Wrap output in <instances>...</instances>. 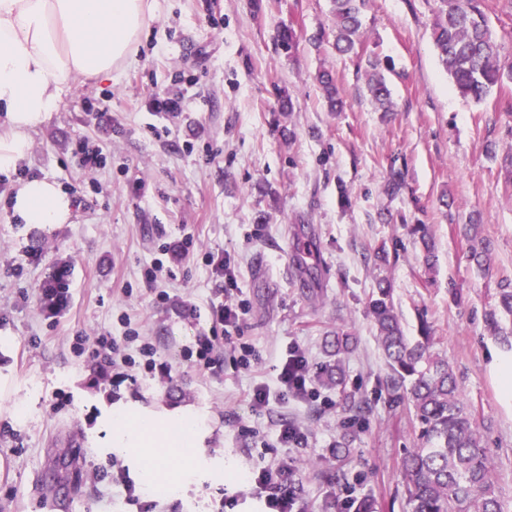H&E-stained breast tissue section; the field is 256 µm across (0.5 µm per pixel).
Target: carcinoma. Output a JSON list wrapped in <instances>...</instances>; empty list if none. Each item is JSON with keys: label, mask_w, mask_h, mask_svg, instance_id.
Segmentation results:
<instances>
[{"label": "carcinoma", "mask_w": 512, "mask_h": 512, "mask_svg": "<svg viewBox=\"0 0 512 512\" xmlns=\"http://www.w3.org/2000/svg\"><path fill=\"white\" fill-rule=\"evenodd\" d=\"M334 48L351 53L364 36L363 15L368 0H331ZM432 28L433 44L444 70L459 95L476 103L494 88L512 80V66L501 62L499 43L481 0H435ZM277 45L292 50L298 43L294 28L284 26L275 34ZM331 109L342 100L333 74L318 75ZM366 91L383 112L392 111L391 92L378 64L366 72ZM419 235L423 262L433 269L437 260L435 242L424 224L414 225ZM469 259L483 270L488 265L490 241L478 235L471 224L465 234ZM301 285L314 291L316 267L299 253ZM369 313L377 330L378 342L390 370L387 385L396 392L409 387L410 401L418 425L417 440L402 459V475L410 512H501L495 495L493 465L471 408L462 397L448 359L432 351L433 336L426 321H421L419 339L404 334L393 302L390 283L381 279L368 299ZM512 288L499 289L496 303L485 312V323L502 342L512 344ZM351 333H334V362L325 366L324 384L343 382L342 355L351 349Z\"/></svg>", "instance_id": "obj_1"}]
</instances>
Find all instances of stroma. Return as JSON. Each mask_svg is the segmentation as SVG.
<instances>
[{"label": "stroma", "mask_w": 512, "mask_h": 512, "mask_svg": "<svg viewBox=\"0 0 512 512\" xmlns=\"http://www.w3.org/2000/svg\"><path fill=\"white\" fill-rule=\"evenodd\" d=\"M434 0H369L356 51L333 48L330 0H158L134 59L111 80L72 82L60 107L31 133L20 163L29 175L71 188L66 224H18L0 188V512H142L112 474L128 472L151 512H262L245 482L257 463L290 468L298 512H341L372 498L375 512H408L401 460L415 417L387 389L389 373L367 312L389 279L406 335L427 321L451 366L494 465L501 512H512V400L494 365L512 358L484 313L512 283V82L481 103L459 97L432 40ZM290 25L293 52L274 42ZM324 35L314 45L316 35ZM378 59L394 110L364 91ZM330 70L342 111L325 102L316 75ZM199 94L186 112L149 111L176 80ZM294 110L282 112L281 93ZM105 158L82 168L77 142ZM402 188L386 192L392 179ZM427 225L438 262L428 271L413 242ZM478 225L491 243L489 270L470 261L463 237ZM317 243L315 296L304 295L291 250L298 231ZM390 259L377 261L379 250ZM159 263L157 281L146 267ZM72 276L69 307L45 317L40 282L59 264ZM233 278L246 315L218 337L214 370L190 352L211 326L213 291ZM456 286L457 298L448 295ZM350 330L344 384L322 387L327 333ZM136 333L155 349L153 371L102 369L96 339ZM306 356L318 399L253 409L248 395L275 385L288 347ZM365 402L362 416L346 399ZM182 408L207 432L185 476L150 474L111 443L112 411ZM302 445L283 446V423ZM349 439L337 465L332 451ZM234 479H227L225 468Z\"/></svg>", "instance_id": "stroma-1"}]
</instances>
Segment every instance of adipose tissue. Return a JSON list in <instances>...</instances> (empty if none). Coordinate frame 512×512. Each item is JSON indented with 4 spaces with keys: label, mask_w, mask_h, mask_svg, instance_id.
Masks as SVG:
<instances>
[{
    "label": "adipose tissue",
    "mask_w": 512,
    "mask_h": 512,
    "mask_svg": "<svg viewBox=\"0 0 512 512\" xmlns=\"http://www.w3.org/2000/svg\"><path fill=\"white\" fill-rule=\"evenodd\" d=\"M154 0H0V171L10 170L30 148L31 131L59 107L76 78L105 80L129 62L152 15ZM71 200L56 182L30 179L12 196L20 224H66ZM168 430L149 417L115 415L112 445L148 448L147 466L164 468L165 449H175L177 469H187L202 443L197 419L166 411Z\"/></svg>",
    "instance_id": "ef3b65f1"
}]
</instances>
